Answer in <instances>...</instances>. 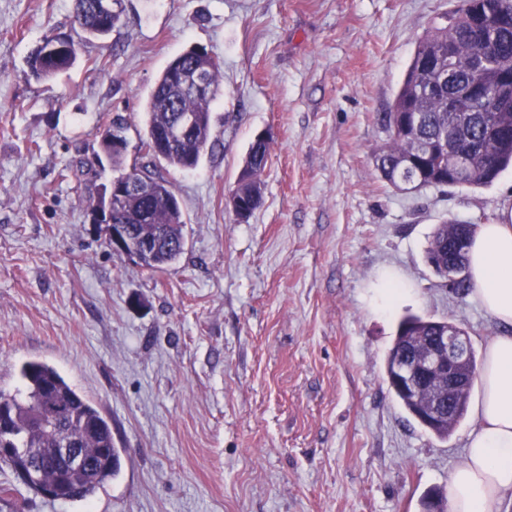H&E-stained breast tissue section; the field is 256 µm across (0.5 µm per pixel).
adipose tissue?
I'll return each instance as SVG.
<instances>
[{
	"label": "adipose tissue",
	"mask_w": 512,
	"mask_h": 512,
	"mask_svg": "<svg viewBox=\"0 0 512 512\" xmlns=\"http://www.w3.org/2000/svg\"><path fill=\"white\" fill-rule=\"evenodd\" d=\"M468 261L478 303L500 331L486 345L483 397L465 459L448 478V512H494L512 494V208L477 226Z\"/></svg>",
	"instance_id": "ef3b65f1"
}]
</instances>
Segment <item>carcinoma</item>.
Wrapping results in <instances>:
<instances>
[{"mask_svg":"<svg viewBox=\"0 0 512 512\" xmlns=\"http://www.w3.org/2000/svg\"><path fill=\"white\" fill-rule=\"evenodd\" d=\"M75 22L85 33L105 36L121 25V18L106 14L101 0H75ZM80 43L71 37L49 35L27 58L30 76L50 80L77 62ZM451 59L455 83L431 82L419 73V65L438 57ZM482 68L485 80H512V0H459L456 10L421 36L395 101L382 116L388 139L375 157L381 179L397 191L427 187H482L493 183L512 167V100L483 101L468 91L471 79ZM201 68L212 92L196 95L185 86V74ZM219 61L208 51L192 46L172 59L156 80L147 101L145 137L140 139L144 161L120 173L124 179L144 174L151 190L130 194L120 209L128 238L141 252L140 266L163 272L185 251V222L170 181L157 174L154 162L164 160L178 170L195 169L213 149L212 106L221 95ZM193 112L202 120V136L187 137L155 149L168 140L178 115ZM125 133L128 118L118 115L103 125L100 148L111 167L122 168L124 152L112 149V128ZM273 134L253 140L247 150L232 194L237 199L235 218L248 220L262 198L261 174L270 157ZM471 224L443 219L436 226L425 252L426 262L466 267V257L453 249L462 235H473ZM448 329V322L407 316L399 323L389 351L386 369L395 361L413 363L419 348L432 336ZM23 387L14 394L0 392V448H12L13 457H1L10 470L37 451L34 472L20 484L37 495L48 485L75 501L90 499L96 490L121 469L120 452L112 443L109 421L53 366L28 361L20 368ZM473 386L456 395L460 407L450 418L435 424L422 418L419 403L394 387L392 392L420 425L441 439L465 416ZM78 448L86 459L81 468L63 469L56 449Z\"/></svg>","mask_w":512,"mask_h":512,"instance_id":"1","label":"carcinoma"}]
</instances>
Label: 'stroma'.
Returning <instances> with one entry per match:
<instances>
[{"instance_id": "stroma-1", "label": "stroma", "mask_w": 512, "mask_h": 512, "mask_svg": "<svg viewBox=\"0 0 512 512\" xmlns=\"http://www.w3.org/2000/svg\"><path fill=\"white\" fill-rule=\"evenodd\" d=\"M74 0H0V391L54 366L105 416L119 474L91 500L32 493L19 512H425L465 456L385 376L400 319L457 324L482 353L497 323L425 262L441 217L486 224L491 186L394 192L374 155L415 42L457 0H124L123 23L48 81L26 60L75 36ZM221 64L215 147L198 169L157 161L188 239L152 273L106 247L87 204L114 176L100 130L129 118L138 157L161 70L190 46ZM275 138L263 200L226 207L255 136ZM402 292L379 306L382 279Z\"/></svg>"}]
</instances>
